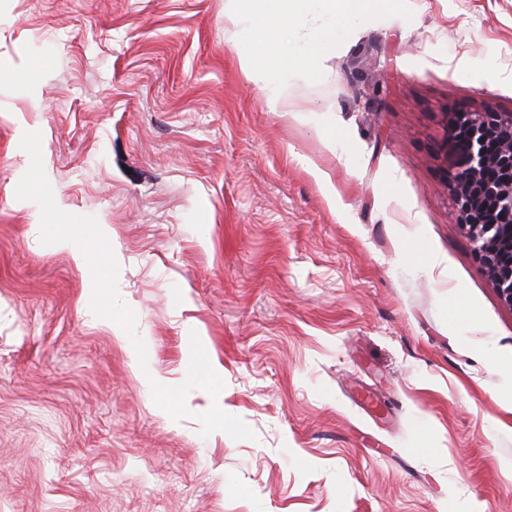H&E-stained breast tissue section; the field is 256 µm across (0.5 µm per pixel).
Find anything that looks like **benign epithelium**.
<instances>
[{
    "label": "benign epithelium",
    "mask_w": 512,
    "mask_h": 512,
    "mask_svg": "<svg viewBox=\"0 0 512 512\" xmlns=\"http://www.w3.org/2000/svg\"><path fill=\"white\" fill-rule=\"evenodd\" d=\"M442 149L456 160L453 193L460 224L498 296L512 307V113L462 112Z\"/></svg>",
    "instance_id": "obj_1"
}]
</instances>
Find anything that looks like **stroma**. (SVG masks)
Listing matches in <instances>:
<instances>
[{
	"instance_id": "1",
	"label": "stroma",
	"mask_w": 512,
	"mask_h": 512,
	"mask_svg": "<svg viewBox=\"0 0 512 512\" xmlns=\"http://www.w3.org/2000/svg\"><path fill=\"white\" fill-rule=\"evenodd\" d=\"M408 2L274 111L224 0H0V512H512V308L440 148L512 112V0ZM27 132L147 368L17 199ZM194 333L225 386L177 422Z\"/></svg>"
}]
</instances>
